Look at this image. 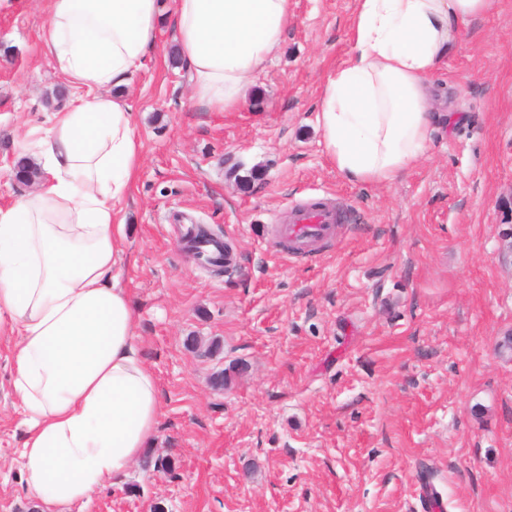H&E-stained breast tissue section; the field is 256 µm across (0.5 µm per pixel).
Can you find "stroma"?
<instances>
[{
  "mask_svg": "<svg viewBox=\"0 0 512 512\" xmlns=\"http://www.w3.org/2000/svg\"><path fill=\"white\" fill-rule=\"evenodd\" d=\"M354 7L295 0L244 111L193 100L166 24L124 87L143 148L122 279L161 414L91 512H425L423 483L445 512H512V0L469 27L438 84L459 123L391 185L345 181L317 123ZM47 24L44 0L0 9L1 204L28 193L13 166L72 97L43 50ZM315 201L344 223L287 255L280 224ZM190 222L231 244L234 266L197 264L181 245ZM13 342L1 329L0 512H29ZM159 456L171 472L151 466Z\"/></svg>",
  "mask_w": 512,
  "mask_h": 512,
  "instance_id": "stroma-1",
  "label": "stroma"
}]
</instances>
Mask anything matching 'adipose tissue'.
<instances>
[{
  "label": "adipose tissue",
  "mask_w": 512,
  "mask_h": 512,
  "mask_svg": "<svg viewBox=\"0 0 512 512\" xmlns=\"http://www.w3.org/2000/svg\"><path fill=\"white\" fill-rule=\"evenodd\" d=\"M494 0H355L352 50L318 102L325 150L349 183L414 169L459 116L437 110L436 79L461 32ZM42 40L79 94L47 118L35 193L0 207V326L15 338L23 481L37 512H89L156 434L159 388L121 280V204L142 143L121 94L175 33L195 99L247 107V85L279 50L293 0H47Z\"/></svg>",
  "instance_id": "1"
}]
</instances>
